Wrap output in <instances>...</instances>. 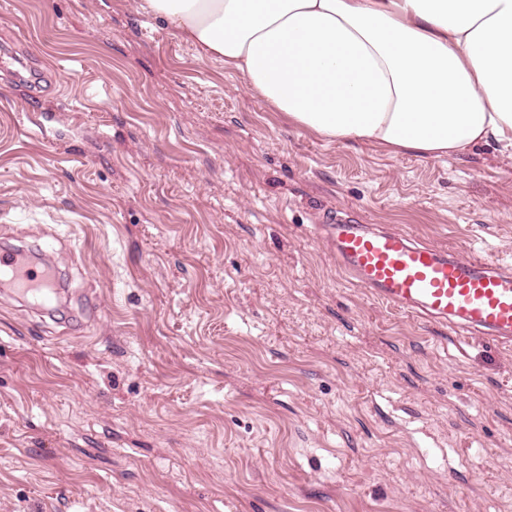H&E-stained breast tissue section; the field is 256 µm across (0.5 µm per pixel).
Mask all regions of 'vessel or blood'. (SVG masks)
Here are the masks:
<instances>
[{
    "label": "vessel or blood",
    "mask_w": 512,
    "mask_h": 512,
    "mask_svg": "<svg viewBox=\"0 0 512 512\" xmlns=\"http://www.w3.org/2000/svg\"><path fill=\"white\" fill-rule=\"evenodd\" d=\"M314 235L327 243L337 268L388 309L512 346V272L499 263L353 220L331 219ZM0 274L22 295L55 286L52 268H35L21 251L0 255Z\"/></svg>",
    "instance_id": "b4317fda"
}]
</instances>
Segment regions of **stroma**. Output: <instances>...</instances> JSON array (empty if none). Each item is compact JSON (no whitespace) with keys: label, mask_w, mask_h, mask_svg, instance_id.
<instances>
[{"label":"stroma","mask_w":512,"mask_h":512,"mask_svg":"<svg viewBox=\"0 0 512 512\" xmlns=\"http://www.w3.org/2000/svg\"><path fill=\"white\" fill-rule=\"evenodd\" d=\"M139 0H0V512H512V348L383 308L312 225L512 266V159L328 142ZM0 272L9 276L8 280L13 290L21 295H42L53 292L55 288V274L52 268H35L29 263L23 251L1 253Z\"/></svg>","instance_id":"1"}]
</instances>
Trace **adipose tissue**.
I'll use <instances>...</instances> for the list:
<instances>
[{"label": "adipose tissue", "instance_id": "ef3b65f1", "mask_svg": "<svg viewBox=\"0 0 512 512\" xmlns=\"http://www.w3.org/2000/svg\"><path fill=\"white\" fill-rule=\"evenodd\" d=\"M297 127L430 159L512 149V0H141Z\"/></svg>", "mask_w": 512, "mask_h": 512}]
</instances>
